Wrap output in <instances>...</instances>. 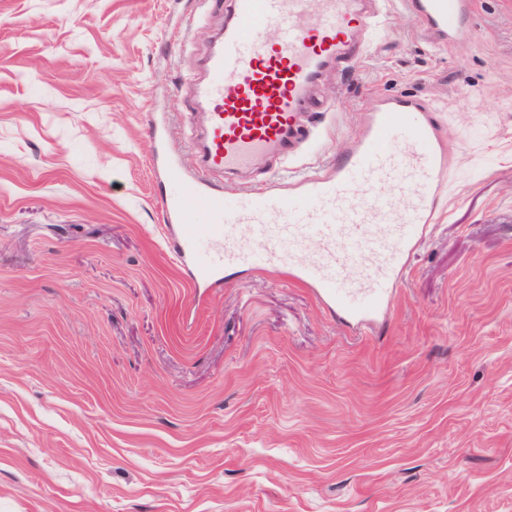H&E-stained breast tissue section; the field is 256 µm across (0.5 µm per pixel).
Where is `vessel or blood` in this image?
I'll return each mask as SVG.
<instances>
[{"label": "vessel or blood", "mask_w": 512, "mask_h": 512, "mask_svg": "<svg viewBox=\"0 0 512 512\" xmlns=\"http://www.w3.org/2000/svg\"><path fill=\"white\" fill-rule=\"evenodd\" d=\"M410 10L441 42L463 28L470 0H407ZM361 0H234L220 49L210 55L211 79L197 86L207 103L203 166L184 172L174 160L162 168L180 186L165 202L180 235L178 257L190 258L196 285L209 287L228 266L260 263L311 285L318 296L356 327L386 311L402 276L417 228L433 223L435 186L445 159L439 131L426 104L401 95L378 97L362 139L328 173L298 177L289 193L248 195L229 213L215 174L247 168L261 156L286 154L306 88L321 68L354 42L362 25H376ZM275 31L266 43V31ZM398 184L411 206L395 218V198L375 186ZM215 222L207 242L187 225L196 208ZM249 225L241 236L239 225ZM319 251L307 252L310 242Z\"/></svg>", "instance_id": "vessel-or-blood-1"}]
</instances>
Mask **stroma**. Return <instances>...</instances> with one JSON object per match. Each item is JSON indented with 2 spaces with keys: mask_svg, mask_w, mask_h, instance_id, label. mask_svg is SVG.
Wrapping results in <instances>:
<instances>
[{
  "mask_svg": "<svg viewBox=\"0 0 512 512\" xmlns=\"http://www.w3.org/2000/svg\"><path fill=\"white\" fill-rule=\"evenodd\" d=\"M231 0H0V512H512V0L442 44L406 0L327 66L312 139L237 207L330 170L385 93L448 167L370 330L258 264L196 287L159 155L197 169Z\"/></svg>",
  "mask_w": 512,
  "mask_h": 512,
  "instance_id": "obj_1",
  "label": "stroma"
}]
</instances>
